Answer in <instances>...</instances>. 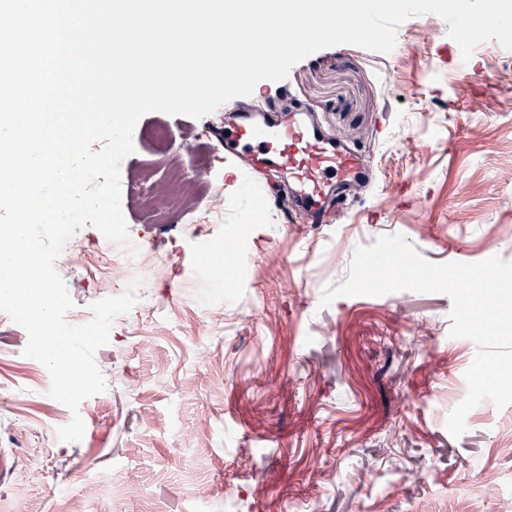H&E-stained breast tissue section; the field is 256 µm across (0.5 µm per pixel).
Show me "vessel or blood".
I'll return each instance as SVG.
<instances>
[{
    "label": "vessel or blood",
    "instance_id": "b4317fda",
    "mask_svg": "<svg viewBox=\"0 0 512 512\" xmlns=\"http://www.w3.org/2000/svg\"><path fill=\"white\" fill-rule=\"evenodd\" d=\"M261 150L263 164L287 175L297 206L316 210L335 185L363 183L370 175L353 150L330 141L308 107L298 105L285 125L257 123L253 113L239 117L224 140L225 150Z\"/></svg>",
    "mask_w": 512,
    "mask_h": 512
}]
</instances>
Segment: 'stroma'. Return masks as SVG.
<instances>
[{"mask_svg": "<svg viewBox=\"0 0 512 512\" xmlns=\"http://www.w3.org/2000/svg\"><path fill=\"white\" fill-rule=\"evenodd\" d=\"M439 16L405 21L393 54L350 44L299 61L195 119L150 112L120 164L130 248L165 255L139 319L115 318L94 358L107 388L84 400L81 441L59 428L70 411L31 378L26 331L0 316V512H420L448 496L464 501L490 472L482 512H512V455L499 432L512 404L483 401L452 437L446 420L466 396L477 347L451 336L452 301L398 291L341 296L357 246L400 234L434 264L512 262V50L490 40L455 71L458 44ZM287 96L307 105L333 140L362 153L371 187L300 212L288 179L257 155L216 159L224 115ZM167 127L191 174L214 182L219 219L251 225L244 284L210 280L185 227L190 214L145 222L148 185L166 174L148 132ZM109 262L103 287L65 279L74 305L122 295ZM122 487V502L112 497Z\"/></svg>", "mask_w": 512, "mask_h": 512, "instance_id": "stroma-1", "label": "stroma"}]
</instances>
